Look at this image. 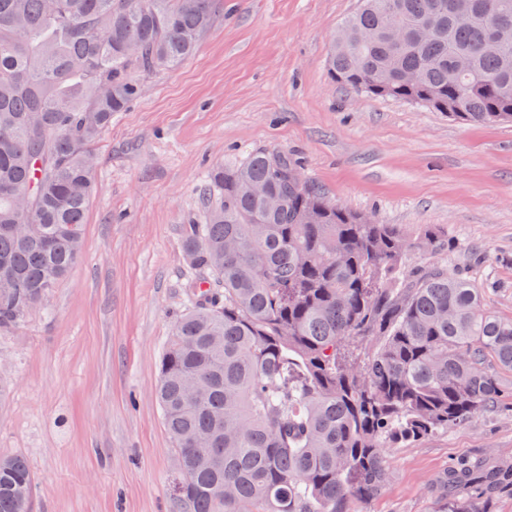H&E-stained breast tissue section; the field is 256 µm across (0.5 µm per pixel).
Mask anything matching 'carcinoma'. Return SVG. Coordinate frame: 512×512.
<instances>
[{"mask_svg":"<svg viewBox=\"0 0 512 512\" xmlns=\"http://www.w3.org/2000/svg\"><path fill=\"white\" fill-rule=\"evenodd\" d=\"M361 0L333 37L342 85L470 123L512 121V0ZM224 0H0V335L82 255L92 147L142 93L137 75L188 59ZM455 84L448 71L460 61ZM415 72L419 83L402 76ZM276 149L216 166L184 228L190 307L156 396L181 471L180 512H353L381 490L385 451L512 401V318L442 267L407 256L441 233L365 223ZM264 186L273 207L254 192ZM443 482L512 491V465L461 463ZM33 475L0 458V512H28Z\"/></svg>","mask_w":512,"mask_h":512,"instance_id":"cac0c4a2","label":"carcinoma"}]
</instances>
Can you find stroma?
Listing matches in <instances>:
<instances>
[{"instance_id":"1","label":"stroma","mask_w":512,"mask_h":512,"mask_svg":"<svg viewBox=\"0 0 512 512\" xmlns=\"http://www.w3.org/2000/svg\"><path fill=\"white\" fill-rule=\"evenodd\" d=\"M358 0H224L178 67L140 74V98L94 146L96 192L79 262L47 306L0 335V455H24L32 512H177L159 360L195 277L183 226L215 165L258 148L299 158L332 203L381 224L439 229L415 252L484 288L512 318V122L472 125L334 81L330 43ZM512 462V406L388 449L358 512H448L436 480L460 460Z\"/></svg>"}]
</instances>
